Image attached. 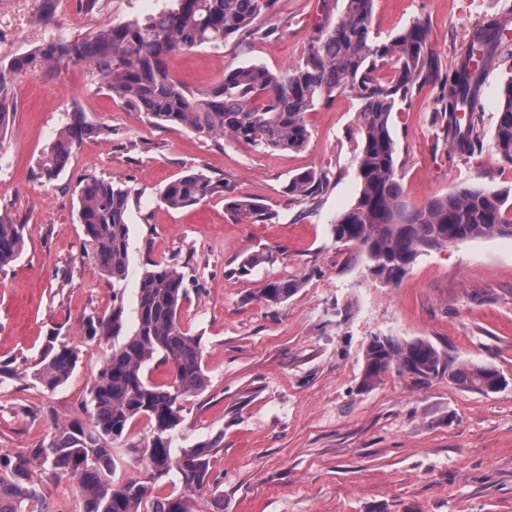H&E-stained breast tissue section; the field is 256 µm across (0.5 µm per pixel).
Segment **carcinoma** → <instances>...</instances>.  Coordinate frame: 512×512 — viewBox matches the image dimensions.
I'll return each instance as SVG.
<instances>
[{
  "label": "carcinoma",
  "mask_w": 512,
  "mask_h": 512,
  "mask_svg": "<svg viewBox=\"0 0 512 512\" xmlns=\"http://www.w3.org/2000/svg\"><path fill=\"white\" fill-rule=\"evenodd\" d=\"M173 5L143 19L115 22L82 41L52 38L27 55L0 57V135L14 118L12 77L39 62L51 70L84 63L101 77L112 98L144 114L153 125L184 128L205 139L229 138L259 152L300 151L310 131L306 113L338 92L359 102L356 114L360 143L356 153L359 191L354 203L336 216L331 232L336 241L353 244L367 257V267L385 284L397 283L420 254L430 249L487 237H512V207L502 195L470 186L411 206L400 182L396 144L390 118L397 104L413 91L432 83L440 90L441 112L448 114V140L460 154L473 152L481 139L475 107L492 53L512 54L504 33L512 11L476 23L454 68L442 73L422 22H414L392 38L375 36L374 0H343L335 23L318 26L304 56L294 66L272 71L262 65L224 68L212 87L193 91L172 74L169 61L180 53L207 46L221 49L234 38L251 46L263 36L256 26L270 12L273 0H172ZM391 69L390 80L375 76ZM104 138L110 130L90 125L80 110L55 134L39 161L46 182L58 179L84 137ZM493 149L512 164V81L502 89ZM322 173L310 169L293 175L287 193L309 197L323 188ZM131 190L117 181L86 176L78 183V218L93 258L112 282L121 281L129 261L127 212ZM222 196L243 221H266L263 206L235 194L221 178L192 170L167 183L159 192L166 207L180 209ZM25 225L0 214V268L22 253ZM299 288L294 280H272L262 298L278 304ZM186 295L185 275L175 265L157 261L146 268L137 291L136 328L112 345L89 391L92 422H72L60 428L39 452L50 471L78 480L84 512H189L186 493L209 486V457L219 440L206 439L179 453L172 452L183 422L182 397L203 391L208 376L201 339L185 332L179 311ZM124 326V308L87 325L88 337L117 338ZM80 352L67 343L49 345L31 376L48 391L66 383ZM152 362L170 366L173 383H152L146 374ZM421 379L448 374L457 385L493 392L491 383L506 379L495 368L453 366L430 341L378 335L366 347L363 385L377 383L391 369ZM149 424V434L129 439L137 419ZM116 442L144 461L156 479L173 476L180 490L151 494L147 483L132 473L116 478ZM30 459H0V512H36L29 504L40 493L29 485Z\"/></svg>",
  "instance_id": "cac0c4a2"
}]
</instances>
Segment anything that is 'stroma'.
<instances>
[{
  "mask_svg": "<svg viewBox=\"0 0 512 512\" xmlns=\"http://www.w3.org/2000/svg\"><path fill=\"white\" fill-rule=\"evenodd\" d=\"M39 0H0V56L20 55L52 36L84 39L115 21L141 19L170 0H100L95 13L60 0L53 22ZM512 0H375V31L386 40L415 21L429 29L443 69L460 54L472 25L501 15ZM342 0H275L256 24L269 30L248 51L235 41L170 59L173 75L194 90L225 67L288 69L319 24L337 18ZM512 79V59L494 55L476 111L482 145L455 153L440 117V93L413 91L391 116L400 177L410 205L467 186L512 190V165L492 147L497 101ZM16 115L0 140V212L25 227L20 258L0 270V458L46 446L56 428L88 422L93 380L111 337L88 339L89 318L124 307V334L136 322L137 288L151 260L186 275L184 330L200 337L209 382L187 397L176 447L219 438L210 484L192 496V512H512V237L470 240L425 253L386 287L365 272L353 246L336 243L330 225L358 194V102L349 94L307 113L300 151L262 153L229 139L149 124L112 99L85 64L53 71L29 67L12 80ZM111 129L85 138L58 180L47 184L39 159L73 109ZM316 169L322 192L288 195L290 176ZM205 170L237 194L272 211L270 221L239 222L222 197L182 210L158 201L168 182ZM93 175L126 184L129 266L112 282L94 261L77 218L76 187ZM257 257L248 272L244 258ZM276 279L301 286L271 304L260 290ZM421 338L454 364L498 369L495 392L426 381L394 371L362 384L370 338ZM80 360L55 391L31 377L52 338ZM44 512H83L74 478L33 462Z\"/></svg>",
  "mask_w": 512,
  "mask_h": 512,
  "instance_id": "obj_1",
  "label": "stroma"
}]
</instances>
